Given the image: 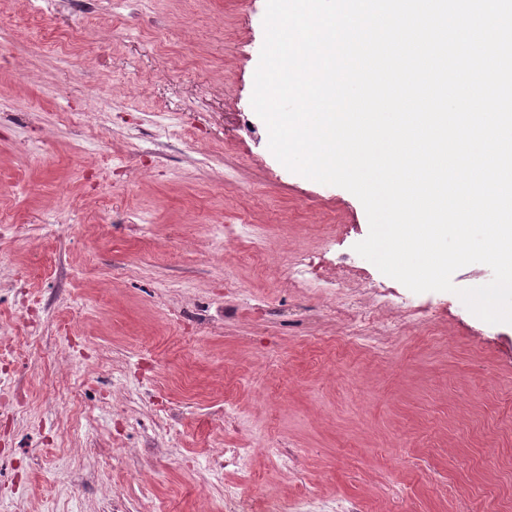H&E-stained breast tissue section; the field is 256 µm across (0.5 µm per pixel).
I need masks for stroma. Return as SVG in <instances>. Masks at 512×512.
<instances>
[{
	"mask_svg": "<svg viewBox=\"0 0 512 512\" xmlns=\"http://www.w3.org/2000/svg\"><path fill=\"white\" fill-rule=\"evenodd\" d=\"M266 0H0V512H512V324L355 253L344 188L288 170L251 105ZM269 240L265 269L246 240ZM354 270L337 299L288 261ZM372 287L425 310L373 346ZM249 449L239 472L214 468Z\"/></svg>",
	"mask_w": 512,
	"mask_h": 512,
	"instance_id": "stroma-1",
	"label": "stroma"
}]
</instances>
